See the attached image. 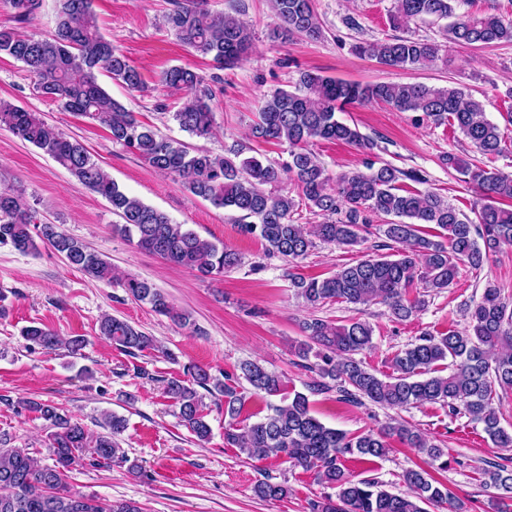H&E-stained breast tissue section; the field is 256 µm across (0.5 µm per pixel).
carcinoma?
I'll return each instance as SVG.
<instances>
[{
	"mask_svg": "<svg viewBox=\"0 0 512 512\" xmlns=\"http://www.w3.org/2000/svg\"><path fill=\"white\" fill-rule=\"evenodd\" d=\"M456 0H396L393 27L433 19H452L448 42L477 48L512 41V19L490 11H455ZM18 22H27L40 0H3ZM279 21L273 37L317 39L320 22L313 0H269ZM166 14L169 30L194 53L209 57L219 69L238 65L252 46L250 28L235 16L212 12L205 0H170ZM355 51L390 68L426 64L447 65L446 46L427 39L394 36L382 41L360 42ZM23 63L34 76L38 92L74 114L88 117L106 128L112 141L135 153L156 171L178 180L192 195L217 208L236 213L239 231L260 240L268 252L290 263L307 258L315 240L341 247L366 241L371 216H390L376 225L377 233L390 241V255H376L336 268L324 278L288 274L295 294L313 311L327 304L385 305L393 320L403 322L420 312L425 300L408 297V289L420 283L434 292L451 286L458 263L473 270L489 256L512 248V209L499 201H512V173L495 170L488 162L506 146L500 127L486 116L482 103L457 87L423 83L379 82L362 85L311 71L300 72L295 88L279 89L263 98L251 136L288 144L289 161L283 166L248 155L250 148L234 144L224 154L192 147L145 126L134 113L112 99L97 75L107 74L130 91L144 89L138 69L104 38L97 25L93 0H56L55 28L49 35L24 34L0 28V55ZM160 83L183 90L186 99L172 113L179 128L191 137L215 135L210 98L199 89L201 78L192 69L176 65L165 70ZM381 102L399 112H421L436 124L448 123L471 142L481 159L454 154L444 164L463 176L464 182L481 188L484 203L475 218L448 203L431 190H407L399 185L407 178L427 182L419 173L406 172L389 163L366 164L367 171H349L330 178L308 144L315 140L341 141L364 150L374 141L336 117L349 105ZM0 127L51 156L79 184L105 198L121 223L113 231L140 250L165 262L204 276H222L242 265V256L205 240L185 224L128 196L109 173L93 160L77 140L56 131L38 112L0 102ZM294 181L297 194L279 190L284 178ZM304 209L322 218L315 230L294 220ZM439 229V239L426 236L424 226ZM0 244L21 252H37L47 245L68 265L98 281L115 278L112 263L82 241L66 234L57 224L38 221L37 213L12 187L0 188ZM135 300L150 305L173 324H192L189 312L175 307L152 283L137 277L121 281ZM468 328L445 334L425 333L389 359L388 374H378L357 355L374 349V328L356 317L340 324L315 315L300 325L304 340L295 348L299 365L312 374L310 389L337 394L353 404L368 401L396 411L424 404L448 408L482 425L497 448H512V432L500 425L495 406L496 388L512 389V294L487 282L479 301L465 308ZM100 335L128 355L160 349L157 339L131 323L103 315ZM21 336L46 350L65 348L79 352L81 336L63 340L44 326H27ZM242 377L254 393L278 399L267 413L243 415L246 395L238 385L222 380L197 364L184 367L186 378L166 383L165 394L178 407L182 425L200 442L211 436L206 420L204 394L224 406V444L250 459L280 458L294 467L311 471L315 480L336 489L311 504L312 512H428L430 505L450 501L448 485L421 467L402 474L405 490L390 492L376 479H358L344 465L347 456L373 462L392 451L398 439L425 457L437 470H448V453L438 441L401 416H393L378 430L348 434L322 423L302 392L289 390L288 380L256 360L240 363ZM24 409L49 423L46 447L55 462L43 465L29 453L0 448V512H138L128 504L102 503L70 489L65 481L71 467L88 459L110 466L126 461L120 438L127 428L125 417L105 416L103 431H88L51 402L22 400ZM481 482L498 491L491 512H512V458L481 471ZM266 500L288 497V487L269 480L255 485Z\"/></svg>",
	"mask_w": 512,
	"mask_h": 512,
	"instance_id": "obj_1",
	"label": "carcinoma"
}]
</instances>
